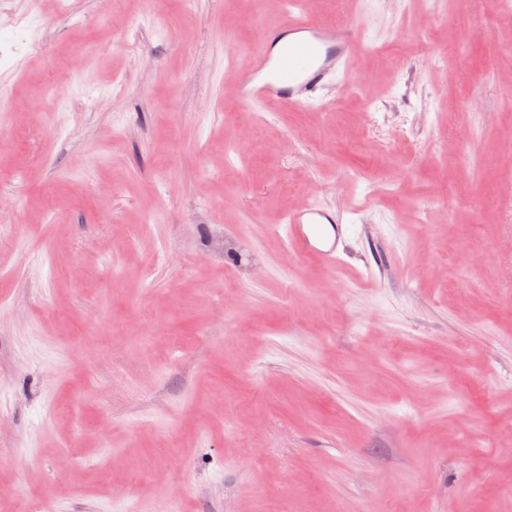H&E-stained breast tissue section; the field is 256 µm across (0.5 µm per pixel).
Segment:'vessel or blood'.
<instances>
[{"instance_id": "b4317fda", "label": "vessel or blood", "mask_w": 512, "mask_h": 512, "mask_svg": "<svg viewBox=\"0 0 512 512\" xmlns=\"http://www.w3.org/2000/svg\"><path fill=\"white\" fill-rule=\"evenodd\" d=\"M358 36L355 25L330 26L302 14L264 29L255 62L239 79V102L249 108L259 103L291 107L319 103L330 83L347 72ZM343 222L344 211L337 206L290 212L285 229L292 251L335 266L340 259L336 238Z\"/></svg>"}]
</instances>
